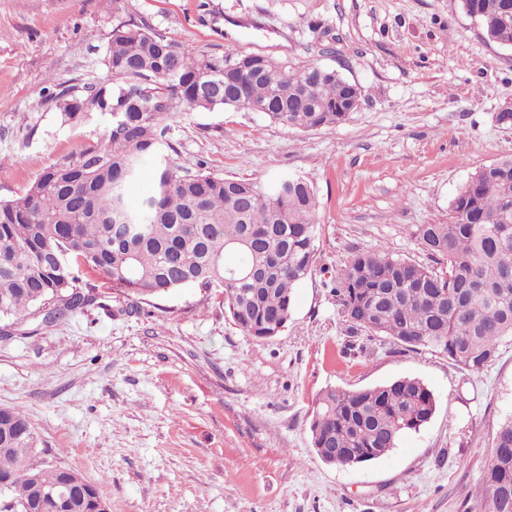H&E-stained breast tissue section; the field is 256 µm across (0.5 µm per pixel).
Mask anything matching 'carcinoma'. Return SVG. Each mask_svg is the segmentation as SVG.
I'll use <instances>...</instances> for the list:
<instances>
[{
  "instance_id": "carcinoma-1",
  "label": "carcinoma",
  "mask_w": 512,
  "mask_h": 512,
  "mask_svg": "<svg viewBox=\"0 0 512 512\" xmlns=\"http://www.w3.org/2000/svg\"><path fill=\"white\" fill-rule=\"evenodd\" d=\"M487 40L512 48V0H457ZM104 80L71 84L47 99L63 124L86 119L81 103L106 120L102 139L63 157L0 200V319L25 336L26 319L53 323L94 304L98 285L126 296L160 297L183 288H219L224 313L263 340L287 327L294 289L312 272L318 202L310 181L268 182L209 171L182 172L162 154L164 121L176 111L258 112L309 131L349 117L339 106L352 81L333 67L262 53L197 51L144 20L112 27ZM155 159L154 192L129 205L142 163ZM140 228L131 246L113 225ZM432 265L383 248L352 254L334 293L350 327L386 336L406 351L429 350L479 373L512 338V155L476 168L448 207V223L422 224ZM436 401L419 379L358 390L328 389L312 408L315 448H351L354 466L377 460L420 431ZM0 512H55L47 493L72 468L38 459L35 430L19 408H0ZM483 493L466 512H512V417L498 427Z\"/></svg>"
}]
</instances>
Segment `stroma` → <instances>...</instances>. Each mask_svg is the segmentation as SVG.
<instances>
[{"label":"stroma","mask_w":512,"mask_h":512,"mask_svg":"<svg viewBox=\"0 0 512 512\" xmlns=\"http://www.w3.org/2000/svg\"><path fill=\"white\" fill-rule=\"evenodd\" d=\"M144 19L201 51L336 68L362 90L349 119L303 132L256 112H177L171 161L224 176L312 181L316 257L278 336H245L220 293L123 297L0 336V408L20 407L37 448L78 470L110 512H464L512 416V339L472 374L430 351L352 330L333 293L351 254L378 246L421 264L417 229L444 224L474 168L512 154V50L454 0H0V199L98 141L44 105L104 79L117 20ZM424 381L431 421L373 462L325 464L316 397Z\"/></svg>","instance_id":"1"}]
</instances>
